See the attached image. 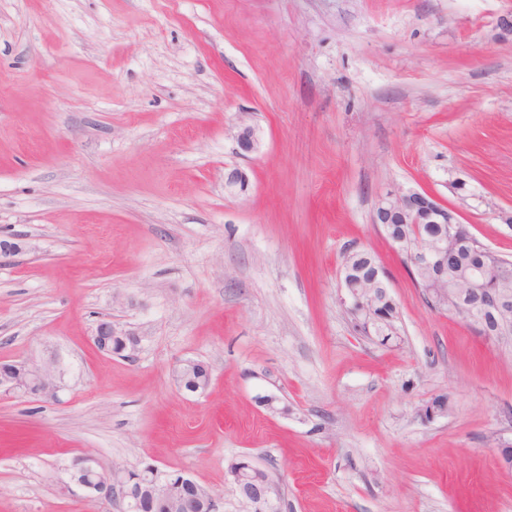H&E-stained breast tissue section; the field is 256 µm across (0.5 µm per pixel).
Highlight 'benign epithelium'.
Here are the masks:
<instances>
[{"label": "benign epithelium", "mask_w": 512, "mask_h": 512, "mask_svg": "<svg viewBox=\"0 0 512 512\" xmlns=\"http://www.w3.org/2000/svg\"><path fill=\"white\" fill-rule=\"evenodd\" d=\"M237 140L245 151L255 149L259 143L258 131L250 124H242L237 133ZM399 215L403 222L411 224H458L460 220L455 210L437 202L427 193L409 192L398 194L390 192L382 200L376 214L374 223L390 224L394 215ZM401 258L407 264L427 266L443 276L447 268L448 256L443 250L434 246L430 249L410 251L404 245V240L389 236ZM488 267L483 265L475 267L465 273L467 290L457 294L461 306L452 310V313L468 321L474 316L482 317L480 324L474 330L483 335H489L498 347L512 346V338L505 342L499 336L492 335L486 314L496 315L500 310L512 308V294H503L486 287ZM4 381L9 384L6 392H21L33 394L45 399H55L60 391L59 371L57 362L46 361L42 364L14 365V374L7 375ZM72 478L90 497L109 505L123 504L125 499L137 492L138 495L147 494L153 498L176 501L180 505L179 512H220L219 497L216 495L202 498L200 496L184 498L181 490L172 487L165 473L152 466L148 469L145 479L133 477L127 469L114 467L102 468L96 459L90 455H82L71 463ZM235 489L238 500L242 504L253 507H264L266 512L276 510L274 498V484L267 479L261 483L249 480L244 472L235 475Z\"/></svg>", "instance_id": "7a95c632"}]
</instances>
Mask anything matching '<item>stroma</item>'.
Here are the masks:
<instances>
[{
  "instance_id": "35a3bbf8",
  "label": "stroma",
  "mask_w": 512,
  "mask_h": 512,
  "mask_svg": "<svg viewBox=\"0 0 512 512\" xmlns=\"http://www.w3.org/2000/svg\"><path fill=\"white\" fill-rule=\"evenodd\" d=\"M411 190L512 259V0H0V362L62 373L0 394V512H106L81 454L224 512L244 455L281 512H512V353L429 309L374 224ZM355 250L390 276L384 345L344 301ZM14 374L5 375L9 384L5 392L33 394L45 399H56L60 391L57 362L50 359L42 364H13ZM179 376L182 381H178L175 377L178 385L185 391L196 390L199 386L200 390L197 389L195 392L204 390L205 387L210 385L211 372L209 367L196 360H184L181 366Z\"/></svg>"
}]
</instances>
